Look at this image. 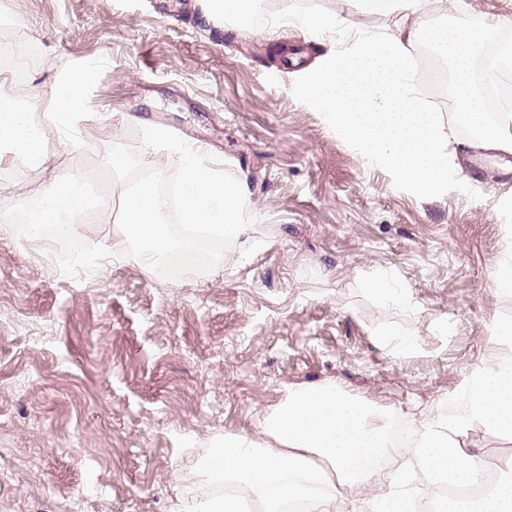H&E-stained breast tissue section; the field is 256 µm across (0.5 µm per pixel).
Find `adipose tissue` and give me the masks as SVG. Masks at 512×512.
I'll return each mask as SVG.
<instances>
[{
    "instance_id": "1",
    "label": "adipose tissue",
    "mask_w": 512,
    "mask_h": 512,
    "mask_svg": "<svg viewBox=\"0 0 512 512\" xmlns=\"http://www.w3.org/2000/svg\"><path fill=\"white\" fill-rule=\"evenodd\" d=\"M356 2L360 16L396 17L399 26L337 44L305 70L303 100L358 147L363 163L382 166L399 185L428 194L465 179L475 156L512 154V113L490 118L471 78L474 55L496 20L479 27L426 24L418 19L425 0ZM417 42L444 50L451 62L455 110L448 117L431 111L415 86L412 47ZM94 79L85 66L69 72L65 90L52 95L49 117L55 127H71L88 112L83 89ZM40 109L35 99L20 107L0 98V143L36 164L49 152L36 124ZM462 129L471 132L464 143L457 136ZM464 417L480 418L490 432L512 434V356L473 378L461 398L460 419L421 424L418 441L403 451L404 467L395 472L379 466L391 448L385 417L377 409L329 386L293 390L261 418L260 438L225 437L195 461V472L219 492L189 500L185 512H243L247 499L261 512H287L292 502L306 503L309 512H358L343 491L373 482L384 490L372 512H413L415 476H423L431 488L467 486L480 477V456L456 438ZM227 484L233 492H224ZM437 512H512V473L489 495L461 504L444 501Z\"/></svg>"
}]
</instances>
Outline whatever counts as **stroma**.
I'll return each mask as SVG.
<instances>
[{
	"label": "stroma",
	"instance_id": "1",
	"mask_svg": "<svg viewBox=\"0 0 512 512\" xmlns=\"http://www.w3.org/2000/svg\"><path fill=\"white\" fill-rule=\"evenodd\" d=\"M206 0H0V41L26 45L0 65V95L43 111L69 69L97 63L90 110L49 130L45 166L0 147V205L62 176L97 177L112 201L80 237L111 251L75 280L49 265L47 243L0 223V512H179L211 487L192 466L227 435L254 436L290 389L328 384L409 426L453 416L478 371L512 354L491 340L512 296L489 286L512 253V174L470 167L427 196L363 165L298 92L306 67L350 32H385L353 0H270L261 23L208 16ZM335 15L322 38L283 20ZM162 126L204 147L248 192L255 217L229 262L170 286L123 254L124 184L106 150L141 152L171 174L174 156L141 147ZM386 275L406 297L363 287ZM410 348L378 337L386 326ZM462 441L484 464L512 467V435L471 420Z\"/></svg>",
	"mask_w": 512,
	"mask_h": 512
}]
</instances>
